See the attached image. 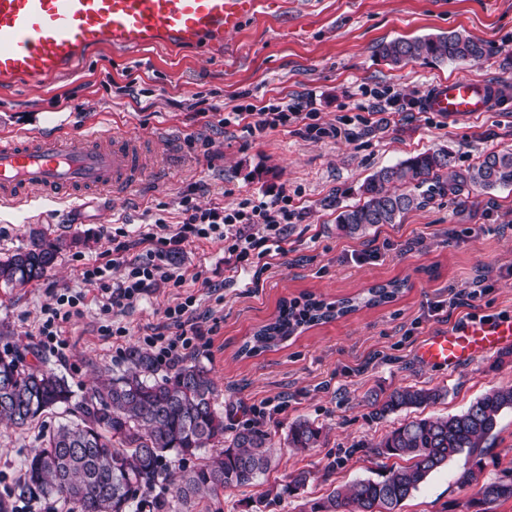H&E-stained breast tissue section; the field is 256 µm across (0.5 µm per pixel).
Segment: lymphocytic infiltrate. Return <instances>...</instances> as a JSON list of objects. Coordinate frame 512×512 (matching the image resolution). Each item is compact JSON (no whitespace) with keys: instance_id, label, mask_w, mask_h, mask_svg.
Wrapping results in <instances>:
<instances>
[{"instance_id":"lymphocytic-infiltrate-1","label":"lymphocytic infiltrate","mask_w":512,"mask_h":512,"mask_svg":"<svg viewBox=\"0 0 512 512\" xmlns=\"http://www.w3.org/2000/svg\"><path fill=\"white\" fill-rule=\"evenodd\" d=\"M222 123L226 126L245 124L252 135L293 123L299 124V133L303 136L335 138L342 133L341 127H322L309 122L307 113L287 103L260 108L253 105L237 107L224 116ZM181 204L183 219L175 234L140 232L137 242H117L112 250L101 253L82 268L83 280L99 286L102 313L124 310L160 285L179 282L173 257L179 245L192 238L223 241L225 271L243 278L246 287H259L262 275L270 267V258L283 253L288 229L298 217L285 193L269 202L246 197L231 209L201 207L188 194L182 197ZM134 244L142 246V254L134 260L125 259V252ZM116 267L125 270L117 282L112 279V270ZM80 301L77 295L60 296L55 305L44 307L38 334L45 350L57 354L63 352L62 326L71 320L72 309ZM204 321L195 298L189 296L166 308L163 322L151 327L142 341L153 350L159 362L173 365L194 353L203 343L206 336Z\"/></svg>"}]
</instances>
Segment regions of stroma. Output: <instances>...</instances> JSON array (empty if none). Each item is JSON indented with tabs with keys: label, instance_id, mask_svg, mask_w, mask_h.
I'll return each mask as SVG.
<instances>
[{
	"label": "stroma",
	"instance_id": "35a3bbf8",
	"mask_svg": "<svg viewBox=\"0 0 512 512\" xmlns=\"http://www.w3.org/2000/svg\"><path fill=\"white\" fill-rule=\"evenodd\" d=\"M459 30L491 44L474 64L416 61L395 67L376 44ZM459 76L498 86L496 106L482 116L451 119L411 107L432 85ZM389 88L397 102L372 127L356 116L361 88ZM311 103L322 126L345 125L337 138H305L293 126L250 135L221 120L239 104ZM85 127L140 141L147 165L140 185L122 195L87 193L65 200L0 203V260L29 247L35 234L62 248L42 278L19 286L0 281V355L42 361L66 376L76 396L96 379L124 370V350L139 346L167 307L196 295L212 329L192 362L208 370L216 407L230 428L243 426L246 407L287 401L264 424L271 467L252 486L203 499L210 512H307L335 487L378 478L391 460L372 448L404 421L465 410L495 387L512 386V355L498 351L456 370L426 364L418 355L436 332L483 316L512 315V187L473 190L430 200L399 223L347 237L336 229L338 208L359 203L364 180L381 167L439 147L450 168L466 167L490 151H512V0H278L224 39L220 51H97L70 74L0 91V137L55 135ZM194 190L206 207H235L244 197L270 201L288 193L299 216L286 254L273 260L259 287L225 283L211 295L202 282L224 264V244L192 239L175 256L181 286L162 287L125 311L102 315L97 284L80 269L111 248L115 229L137 236L148 224H177L180 201ZM378 251L371 263L356 253ZM490 286L472 294V284ZM408 279L396 300L364 307L305 328L255 355L244 343L278 313L282 302L305 294L334 302L376 284ZM468 292L466 303L432 312L449 289ZM82 294L81 313L63 326V355L42 351V306L61 294ZM127 336L104 335L107 324ZM416 385L442 387L434 405L371 416L369 398ZM306 418L322 427L319 447L289 448L288 426ZM64 408L23 428L0 424V499L13 512H68L62 500L36 501L18 488L24 459L41 435L72 421ZM465 460L434 471L395 512H476V485L457 478ZM305 470L307 485L285 494L291 473ZM512 479V412H504L477 473L478 483Z\"/></svg>",
	"mask_w": 512,
	"mask_h": 512
}]
</instances>
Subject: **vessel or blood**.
<instances>
[{
    "label": "vessel or blood",
    "instance_id": "1",
    "mask_svg": "<svg viewBox=\"0 0 512 512\" xmlns=\"http://www.w3.org/2000/svg\"><path fill=\"white\" fill-rule=\"evenodd\" d=\"M266 0H0V89L42 83L75 71L94 51L125 52L201 44L257 17ZM496 88L459 77L433 86L426 111L471 117L490 111ZM142 175L130 136L74 130L0 140V200L64 197L81 190L123 194ZM512 344V320L474 321L428 337L418 354L455 370Z\"/></svg>",
    "mask_w": 512,
    "mask_h": 512
}]
</instances>
